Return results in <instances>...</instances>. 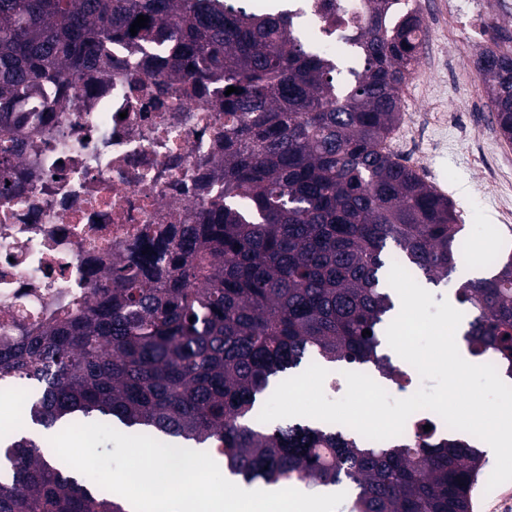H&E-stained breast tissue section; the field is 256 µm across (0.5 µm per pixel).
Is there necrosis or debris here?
<instances>
[{"mask_svg":"<svg viewBox=\"0 0 512 512\" xmlns=\"http://www.w3.org/2000/svg\"><path fill=\"white\" fill-rule=\"evenodd\" d=\"M304 28L334 44L365 25L359 0H292ZM498 0H448L449 22L491 26ZM115 68L43 124L15 132L16 189L0 198V335L36 329L73 295L101 286L113 259L146 234L171 232L206 210L224 185V115L213 102L161 85L160 105L129 80L142 51L112 48Z\"/></svg>","mask_w":512,"mask_h":512,"instance_id":"necrosis-or-debris-1","label":"necrosis or debris"}]
</instances>
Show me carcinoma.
<instances>
[{"mask_svg": "<svg viewBox=\"0 0 512 512\" xmlns=\"http://www.w3.org/2000/svg\"><path fill=\"white\" fill-rule=\"evenodd\" d=\"M394 2L363 0L365 28L344 33L361 69L342 79L340 62L293 35L290 15L232 0H0L1 198L16 186L10 131L79 96L89 71L106 74L114 44L149 52L132 82L178 80L191 98L217 83L239 90L217 101L224 192L197 223L146 235L145 254L103 272L111 287L0 342V378L39 385L26 426L0 431V512H127L29 437L70 419L205 445L248 485L342 487L349 512H471L485 454L463 432L377 445L333 423L258 420L279 376L303 363L401 382L384 352L391 265L434 285L457 268L465 225L452 203L383 148L422 50L419 15L383 25ZM139 15L149 21L133 36ZM477 70L512 142V53L489 47ZM455 298L470 354L512 379V248Z\"/></svg>", "mask_w": 512, "mask_h": 512, "instance_id": "carcinoma-1", "label": "carcinoma"}]
</instances>
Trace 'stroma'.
Segmentation results:
<instances>
[{"label": "stroma", "mask_w": 512, "mask_h": 512, "mask_svg": "<svg viewBox=\"0 0 512 512\" xmlns=\"http://www.w3.org/2000/svg\"><path fill=\"white\" fill-rule=\"evenodd\" d=\"M462 36V31H447L424 46L417 73L402 90L401 120L391 150L453 202L466 226L470 251L493 252L506 238L500 200L512 197V177L494 182L488 170L507 142L496 132L473 133L474 127L489 124L491 103L479 77L463 83L448 68L452 44ZM463 97L469 99L470 111H457Z\"/></svg>", "instance_id": "35a3bbf8"}]
</instances>
